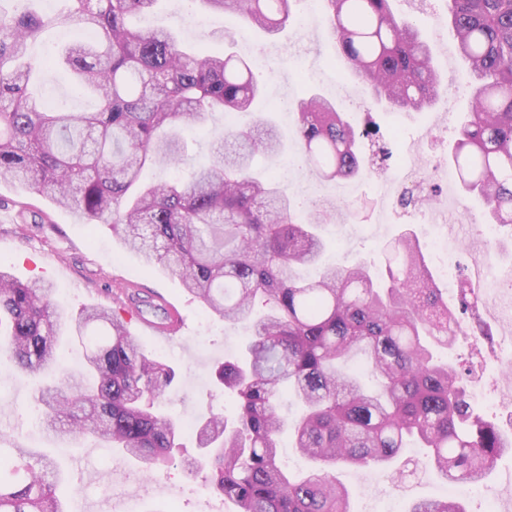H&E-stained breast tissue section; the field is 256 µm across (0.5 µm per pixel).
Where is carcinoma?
<instances>
[{
	"mask_svg": "<svg viewBox=\"0 0 512 512\" xmlns=\"http://www.w3.org/2000/svg\"><path fill=\"white\" fill-rule=\"evenodd\" d=\"M157 0H72L54 16L0 6V181L18 183L69 207L86 224H106L147 265L177 276L189 294L231 324H246L243 356L215 369L235 399L232 416L203 415L196 471L236 512H353L349 492L330 476L339 466L391 463L409 443L449 483H481L512 444L481 415L456 366L439 354L460 333L461 313L436 288L419 239L406 233L383 249L382 268L332 265L316 279L297 269L320 264L319 227L336 219L326 202L302 218L273 175L253 173L257 155L284 149L272 123L227 127L210 144L212 161L183 180L145 183L148 166L184 161L179 130L222 113L247 112L262 86L253 65L185 51L159 28L129 17ZM277 34L296 0H191ZM448 23L474 82L468 116L450 161L462 188L484 200L491 223L512 228V0H448ZM333 59L366 82L375 100L405 112L437 103L441 80L417 24L391 0H327ZM79 37L59 63L77 88L97 97L94 112L50 110L31 91L42 61L29 48L46 26ZM297 150L325 180L349 179L365 138L379 161L383 138L357 130L320 95L292 103ZM269 305L257 314V300ZM0 360L29 372H62L40 393L41 424L57 439L85 435L120 448L148 474L181 447L182 425L156 412L175 379L147 357L123 321L98 307L74 318L54 288L0 269ZM84 345V373L64 374L63 332ZM303 412L294 448L317 467L287 473L277 437L283 396ZM58 460L33 448L0 446V512H66L55 493ZM409 512H467L455 499L413 503Z\"/></svg>",
	"mask_w": 512,
	"mask_h": 512,
	"instance_id": "cac0c4a2",
	"label": "carcinoma"
}]
</instances>
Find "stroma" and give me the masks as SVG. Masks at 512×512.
Instances as JSON below:
<instances>
[{
	"mask_svg": "<svg viewBox=\"0 0 512 512\" xmlns=\"http://www.w3.org/2000/svg\"><path fill=\"white\" fill-rule=\"evenodd\" d=\"M322 11H315L306 23H292L269 35L248 26L231 14L208 13L196 9L190 0H162L150 25L177 32L185 42L206 54L220 56L227 49L254 61L255 73L265 88V98L251 111L237 114L238 126L253 125L267 105L295 100L318 92L336 102L350 121L372 119L381 134L392 137L395 156L422 147L426 131L439 121L456 128L459 115L466 111L469 92H461L454 106L438 101L422 112H396L374 104L366 87L344 77L332 66L333 48L321 24ZM234 43L225 41V34ZM423 37L431 47L432 59L442 77L443 87L470 79L468 68L458 54H445L443 43L430 29ZM37 91L47 103H57L75 112H91L96 99L74 90L65 67L43 73ZM226 121L215 115L207 123L185 128L186 163L180 167H151L144 178L160 182L184 176L190 167L209 161V143L222 135ZM255 168L281 176L289 194L306 207L323 200L335 201L337 220L325 228L327 263L351 265L357 262L381 263L383 247L402 232L422 234L423 227L411 220L381 223V197L377 190L380 174L369 152H362L360 171L351 179L327 182L319 179L293 152L277 157H260ZM439 199L451 200L464 209L455 232L462 247L452 262L464 275H471V258L482 244L475 234L483 224L485 207L474 195L465 193L457 182L440 184ZM0 267L26 282L44 279L51 282L60 300L71 313L95 305L117 311L127 323L146 356L166 361L176 378L160 397L163 413L180 422L195 420L208 412L231 413L234 402L224 394L213 377L215 367L239 355L246 334L243 326L226 322L187 293L181 281L145 265L119 236L103 224L82 223L70 210L55 205L48 197L8 182H0ZM144 298L163 294L183 316L184 327L175 337L151 333L137 311L125 307L129 292ZM462 367L468 368L470 388L502 384L512 374V366L485 357L471 359L466 339H459L451 351ZM37 379L20 374L0 362V434L29 448L58 456L67 473L60 492L71 512H120L128 497H137L141 512H232L233 506L205 489L202 476L185 468V458L197 455L195 439L186 435L171 464L145 476L140 465L117 449L102 450L87 439L77 445L58 444L56 437L41 433L35 401ZM402 479H394L385 468H340L337 481L349 491L354 512H406L412 500L444 497L447 482L438 478L418 449L410 448L399 460Z\"/></svg>",
	"mask_w": 512,
	"mask_h": 512,
	"instance_id": "1",
	"label": "stroma"
}]
</instances>
